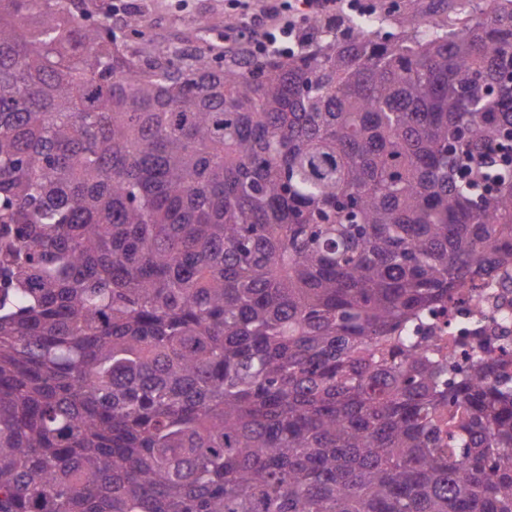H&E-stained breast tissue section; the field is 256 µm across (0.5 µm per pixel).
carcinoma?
Here are the masks:
<instances>
[{
	"label": "carcinoma",
	"instance_id": "1",
	"mask_svg": "<svg viewBox=\"0 0 512 512\" xmlns=\"http://www.w3.org/2000/svg\"><path fill=\"white\" fill-rule=\"evenodd\" d=\"M215 65L0 0V512H512V376L414 327L512 263V0Z\"/></svg>",
	"mask_w": 512,
	"mask_h": 512
}]
</instances>
